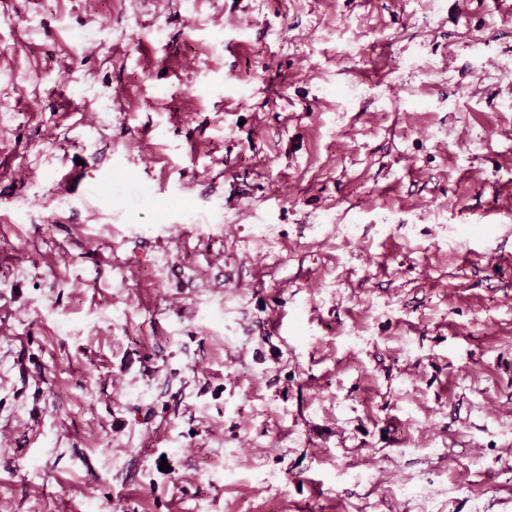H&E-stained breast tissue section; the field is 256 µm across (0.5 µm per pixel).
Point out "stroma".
I'll use <instances>...</instances> for the list:
<instances>
[{"mask_svg":"<svg viewBox=\"0 0 512 512\" xmlns=\"http://www.w3.org/2000/svg\"><path fill=\"white\" fill-rule=\"evenodd\" d=\"M504 254L512 0H0V512H512Z\"/></svg>","mask_w":512,"mask_h":512,"instance_id":"stroma-1","label":"stroma"}]
</instances>
